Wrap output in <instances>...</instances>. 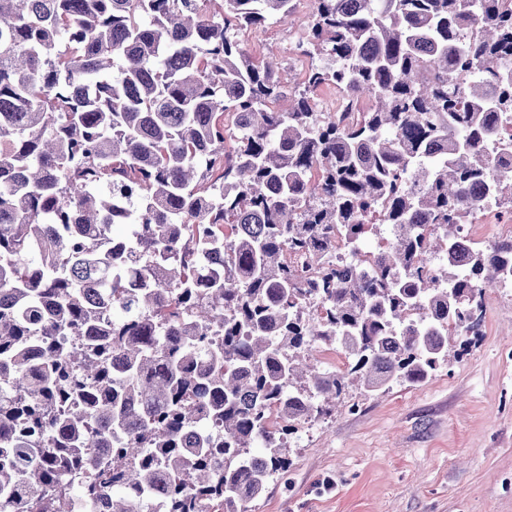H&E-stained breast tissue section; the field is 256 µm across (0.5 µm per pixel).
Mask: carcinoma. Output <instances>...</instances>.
Listing matches in <instances>:
<instances>
[{
	"mask_svg": "<svg viewBox=\"0 0 512 512\" xmlns=\"http://www.w3.org/2000/svg\"><path fill=\"white\" fill-rule=\"evenodd\" d=\"M295 7L0 0L1 508L252 512L286 436L460 359L512 276L452 228L512 210V0H314L291 88L239 32Z\"/></svg>",
	"mask_w": 512,
	"mask_h": 512,
	"instance_id": "obj_1",
	"label": "carcinoma"
}]
</instances>
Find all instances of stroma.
<instances>
[{
    "mask_svg": "<svg viewBox=\"0 0 512 512\" xmlns=\"http://www.w3.org/2000/svg\"><path fill=\"white\" fill-rule=\"evenodd\" d=\"M313 0L291 24L242 35L259 60L292 55ZM482 336L448 371L369 396L350 388L336 416L288 439L291 466L253 512H512V287L486 289Z\"/></svg>",
    "mask_w": 512,
    "mask_h": 512,
    "instance_id": "35a3bbf8",
    "label": "stroma"
}]
</instances>
